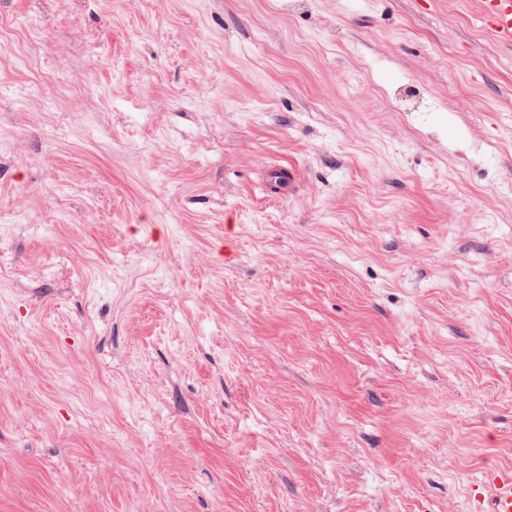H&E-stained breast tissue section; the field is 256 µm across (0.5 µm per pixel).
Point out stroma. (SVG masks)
Here are the masks:
<instances>
[{"label":"stroma","mask_w":512,"mask_h":512,"mask_svg":"<svg viewBox=\"0 0 512 512\" xmlns=\"http://www.w3.org/2000/svg\"><path fill=\"white\" fill-rule=\"evenodd\" d=\"M490 467L479 0H0V512H470Z\"/></svg>","instance_id":"35a3bbf8"}]
</instances>
